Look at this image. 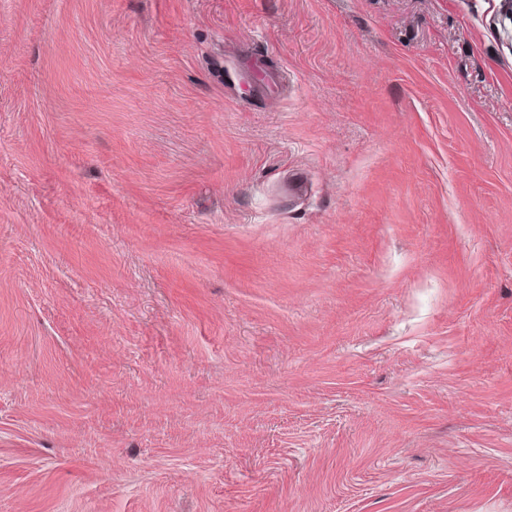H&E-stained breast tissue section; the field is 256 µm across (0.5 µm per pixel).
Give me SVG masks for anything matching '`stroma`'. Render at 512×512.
I'll return each instance as SVG.
<instances>
[{
	"mask_svg": "<svg viewBox=\"0 0 512 512\" xmlns=\"http://www.w3.org/2000/svg\"><path fill=\"white\" fill-rule=\"evenodd\" d=\"M0 512H512V0H0Z\"/></svg>",
	"mask_w": 512,
	"mask_h": 512,
	"instance_id": "1",
	"label": "stroma"
}]
</instances>
